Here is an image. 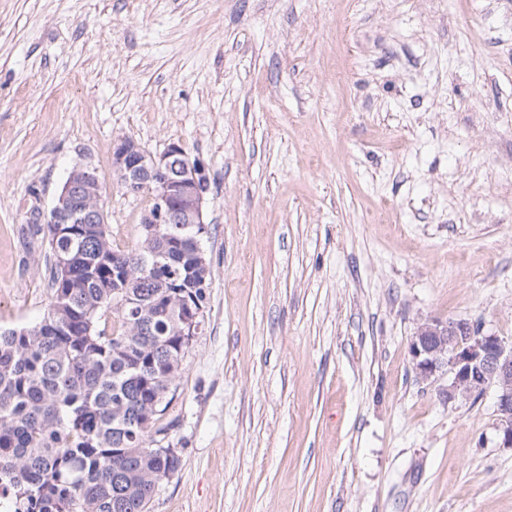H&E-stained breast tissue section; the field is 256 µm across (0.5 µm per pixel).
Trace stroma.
Wrapping results in <instances>:
<instances>
[{
  "mask_svg": "<svg viewBox=\"0 0 512 512\" xmlns=\"http://www.w3.org/2000/svg\"><path fill=\"white\" fill-rule=\"evenodd\" d=\"M210 178L202 326L150 512H512L495 393L418 380L429 319L512 342V0H0V328L40 320L26 228L112 141Z\"/></svg>",
  "mask_w": 512,
  "mask_h": 512,
  "instance_id": "stroma-1",
  "label": "stroma"
}]
</instances>
